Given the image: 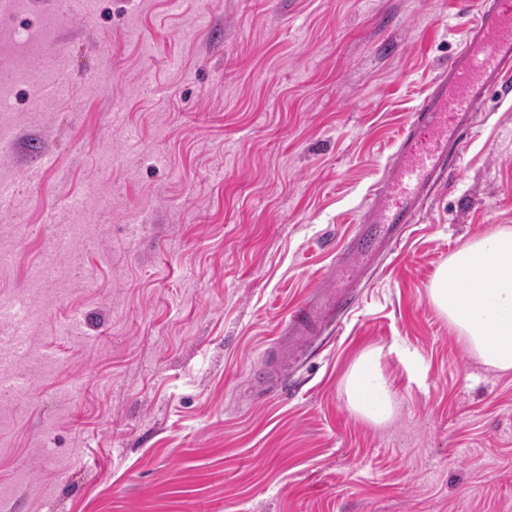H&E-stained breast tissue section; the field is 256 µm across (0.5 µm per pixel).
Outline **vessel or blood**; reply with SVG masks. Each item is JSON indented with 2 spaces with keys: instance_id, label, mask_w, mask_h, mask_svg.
<instances>
[{
  "instance_id": "obj_1",
  "label": "vessel or blood",
  "mask_w": 512,
  "mask_h": 512,
  "mask_svg": "<svg viewBox=\"0 0 512 512\" xmlns=\"http://www.w3.org/2000/svg\"><path fill=\"white\" fill-rule=\"evenodd\" d=\"M510 87L512 9L500 0H484L466 40L400 132L357 231L337 254L324 287L290 311L288 339L275 346L278 359L290 360L355 305L362 275L398 241L403 225L413 223L420 204L460 156L490 90Z\"/></svg>"
}]
</instances>
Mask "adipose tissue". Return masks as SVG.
Instances as JSON below:
<instances>
[{
    "mask_svg": "<svg viewBox=\"0 0 512 512\" xmlns=\"http://www.w3.org/2000/svg\"><path fill=\"white\" fill-rule=\"evenodd\" d=\"M430 300L486 365L512 370V232L494 231L467 243L437 271ZM351 410L384 425L396 401L377 352L363 353L345 378Z\"/></svg>",
    "mask_w": 512,
    "mask_h": 512,
    "instance_id": "obj_1",
    "label": "adipose tissue"
}]
</instances>
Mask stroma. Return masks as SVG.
Segmentation results:
<instances>
[{
  "mask_svg": "<svg viewBox=\"0 0 512 512\" xmlns=\"http://www.w3.org/2000/svg\"><path fill=\"white\" fill-rule=\"evenodd\" d=\"M480 4L0 13L15 67L58 60L74 94L14 86L0 250L15 265L0 299L28 294L54 225L86 232L36 296L28 354H0V372L28 382L0 398L8 512H512V370L483 364L429 298L449 256L512 230V95L490 93L355 307L263 375ZM43 154L53 168L38 169ZM373 349L398 404L383 426L344 389Z\"/></svg>",
  "mask_w": 512,
  "mask_h": 512,
  "instance_id": "obj_1",
  "label": "stroma"
}]
</instances>
